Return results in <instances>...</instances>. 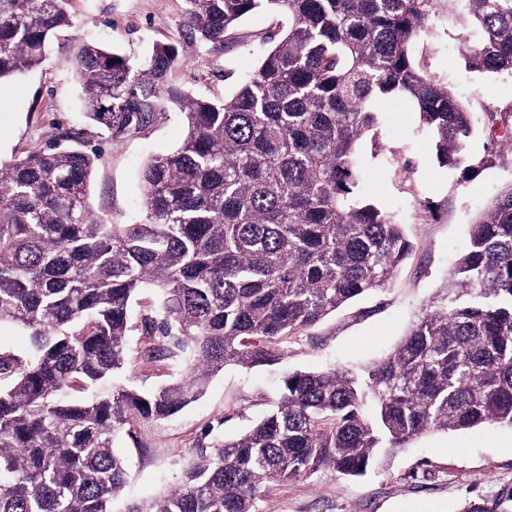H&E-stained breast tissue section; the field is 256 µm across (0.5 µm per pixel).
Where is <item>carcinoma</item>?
<instances>
[{"label": "carcinoma", "mask_w": 512, "mask_h": 512, "mask_svg": "<svg viewBox=\"0 0 512 512\" xmlns=\"http://www.w3.org/2000/svg\"><path fill=\"white\" fill-rule=\"evenodd\" d=\"M187 39L214 50L255 12L288 15L256 71L222 99L170 82L179 47L132 60L76 35L70 0H0V82L65 52L86 117L117 142L176 107L186 133L146 162L142 215L96 212L97 155L80 146L0 168V512H113L140 420L198 399L228 364L272 365L286 343L381 290L413 250L391 214L357 193L375 104L405 97L458 168L472 112L414 53L446 17L469 69L512 73V0H184ZM145 289L141 358L179 378L126 383L130 307ZM512 428V184L471 225L447 288L362 373L293 371L279 401L237 438L186 463L180 484L123 512H256L274 481L322 469L363 475L383 448L424 435ZM459 512H512V492ZM0 343L19 354L29 349L28 337L19 328L9 324L0 325Z\"/></svg>", "instance_id": "obj_1"}]
</instances>
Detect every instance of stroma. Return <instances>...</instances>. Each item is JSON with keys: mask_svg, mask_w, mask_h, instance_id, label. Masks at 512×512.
Wrapping results in <instances>:
<instances>
[{"mask_svg": "<svg viewBox=\"0 0 512 512\" xmlns=\"http://www.w3.org/2000/svg\"><path fill=\"white\" fill-rule=\"evenodd\" d=\"M79 36L112 50L144 57L158 42L178 43L185 61L170 75L189 92L221 98L233 93L287 30L288 18L257 12L238 25L223 50L183 42L184 0H72ZM460 26L439 22L422 32L415 52L446 80L477 119L494 113L512 125V76L468 70L459 51ZM185 129L170 106L141 132L112 141L80 107L75 79L64 59L50 53L33 71L0 85V165L31 152L78 142L98 160L90 198L113 223L141 215L140 173L147 160L174 149ZM378 148L363 144L360 157L368 195L392 213L414 244L386 289L361 297L288 342V356L272 367L227 365L204 394L172 417L142 420L116 442L128 463L126 495L142 498L176 486L183 464L236 437L269 412L282 375L293 369L362 366L391 350L433 298L448 285L468 229L504 186L512 184V150L492 153L477 130L468 146L470 169L439 165L431 136L411 103L379 109ZM411 161L404 169L403 161ZM140 335L129 338L130 385L145 391L174 374L142 361ZM512 490V428L487 424L435 433L408 447L383 450L365 475L345 478L323 469L305 482L270 484L258 512H456L467 498L492 500Z\"/></svg>", "mask_w": 512, "mask_h": 512, "instance_id": "stroma-1", "label": "stroma"}]
</instances>
